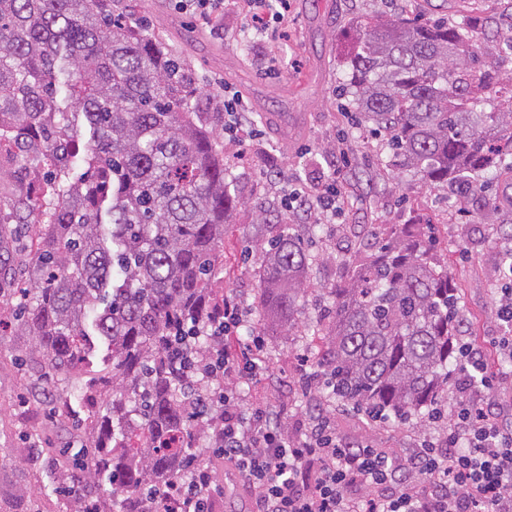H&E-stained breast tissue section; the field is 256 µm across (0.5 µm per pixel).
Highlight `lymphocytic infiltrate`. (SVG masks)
Listing matches in <instances>:
<instances>
[{"instance_id": "obj_1", "label": "lymphocytic infiltrate", "mask_w": 512, "mask_h": 512, "mask_svg": "<svg viewBox=\"0 0 512 512\" xmlns=\"http://www.w3.org/2000/svg\"><path fill=\"white\" fill-rule=\"evenodd\" d=\"M204 24L221 21L226 8L244 11L245 42L270 33L287 37V0H178ZM316 210L332 224L340 200L335 180L317 193L284 190L282 205ZM250 313L233 294L203 320L212 340L197 367L210 383L209 401L224 413L209 422L207 449L223 457L243 482L248 512H512V429H504L488 395L484 347L462 343L460 380L449 401L453 422L445 437L425 441L403 460L385 450L350 446L336 437L328 417L291 435L279 411L243 414L236 385L263 369L265 340L252 335ZM221 491L208 462H198L144 497L141 512H214Z\"/></svg>"}]
</instances>
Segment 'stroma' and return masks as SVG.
Returning <instances> with one entry per match:
<instances>
[{
	"mask_svg": "<svg viewBox=\"0 0 512 512\" xmlns=\"http://www.w3.org/2000/svg\"><path fill=\"white\" fill-rule=\"evenodd\" d=\"M114 13L132 24L146 23L149 33L192 70L201 100L210 112L222 109L225 90L235 92L244 110L251 112L261 132L250 142V165L237 163V148L224 146V162L246 207L238 209L234 227L224 238V268L215 285L235 293L251 310H258L260 288L253 273L262 260L253 244L274 235L277 224H292L309 246L313 261L309 279L317 287L297 317L300 327L320 318L323 288L343 287L351 269L334 263L337 255L362 261L389 240L394 225L418 217L430 223L436 256L447 267L465 312V338L487 347L488 368L501 396L512 397V370L503 368L493 340L504 323L497 310L499 288L505 287L502 256L512 249V237L503 227L462 214L448 189L424 186L404 174L393 180L388 156L367 124L356 122L340 95V60L350 46L349 28L360 17L411 14L451 25H474L483 41L484 59L502 77L512 76V0H290L289 37L266 40L253 47L241 42L239 12L224 14V34L216 36L180 12L175 0H113ZM339 168L336 187L344 213L333 224L316 216L283 214L280 186L269 175L298 181L308 189L325 184L332 168ZM267 223H259V215ZM0 512H69L74 500L62 489L59 455L85 454L92 442L91 411L76 399L91 375L70 384L31 367L34 340L14 333L13 301H0ZM266 342V365L260 376L239 385L241 408L284 410L291 433L303 434L311 416L324 411L343 443L370 444L405 459L426 438L440 436L433 422L423 427L390 417L368 421L356 411L304 394L298 357L304 349L294 336L280 335L271 325H255ZM64 396L69 400L58 414L43 401Z\"/></svg>",
	"mask_w": 512,
	"mask_h": 512,
	"instance_id": "1",
	"label": "stroma"
}]
</instances>
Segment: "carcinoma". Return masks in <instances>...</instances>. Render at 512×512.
<instances>
[{
    "label": "carcinoma",
    "mask_w": 512,
    "mask_h": 512,
    "mask_svg": "<svg viewBox=\"0 0 512 512\" xmlns=\"http://www.w3.org/2000/svg\"><path fill=\"white\" fill-rule=\"evenodd\" d=\"M341 64L390 166L448 187L465 213L482 172H512V77L505 97L467 27L360 19ZM196 91L184 61L110 0H0V129L34 167L50 157L41 194L14 196L0 219V281L24 284L16 332L56 378L93 367L94 339L107 346L92 453L66 469L78 495L111 500L104 512H131L133 497L186 473L203 434L178 356L208 344L186 330L224 298L213 283L242 199L214 135L224 113L201 111ZM477 217L512 230L493 201ZM292 230L281 225L255 270L261 320L286 336L312 294ZM462 321L432 240L404 224L327 292L302 341L326 400L422 419L452 394Z\"/></svg>",
    "instance_id": "carcinoma-1"
}]
</instances>
